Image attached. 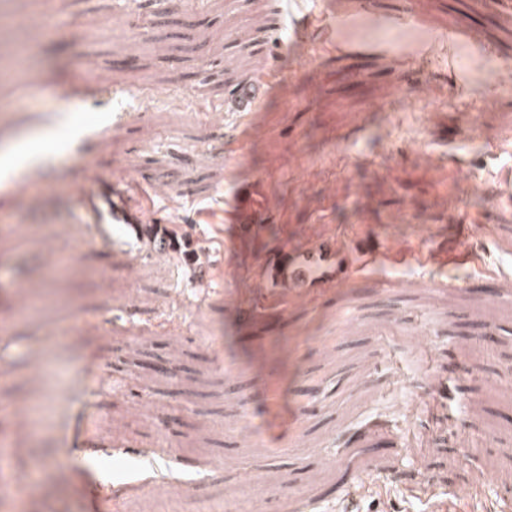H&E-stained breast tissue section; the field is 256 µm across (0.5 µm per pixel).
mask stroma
I'll use <instances>...</instances> for the list:
<instances>
[{
    "mask_svg": "<svg viewBox=\"0 0 512 512\" xmlns=\"http://www.w3.org/2000/svg\"><path fill=\"white\" fill-rule=\"evenodd\" d=\"M406 6L412 21L396 22ZM311 15L317 31L295 41ZM470 31L500 68L461 63ZM24 51L28 78L0 80V130L24 138L23 119L43 117L95 128L0 202V446L31 482L24 512H85L90 482L112 512H152L169 493L186 512H237L249 482L257 512H339L361 479L357 504L378 499V512H512V430L493 428L512 368V0H0V72ZM88 57L103 87L78 80ZM252 82L257 110L224 111ZM66 86L82 111L56 110ZM241 122L251 136L226 158ZM91 180L105 195L135 182L144 223L186 230L184 260L127 225L103 244L73 223ZM255 185L265 228L234 233L226 215ZM273 230L324 269L340 233L393 257L288 288L259 249ZM464 247L480 266L457 260ZM419 249L435 261L407 262ZM342 308L345 333L320 347ZM477 321L496 332L497 364L458 353L459 324ZM148 363L169 375L144 377ZM229 382L248 398L225 399ZM173 410L174 438L152 419ZM81 413L80 461L60 463ZM37 453L50 467L36 470ZM268 464L279 481L252 482Z\"/></svg>",
    "mask_w": 512,
    "mask_h": 512,
    "instance_id": "obj_1",
    "label": "stroma"
}]
</instances>
